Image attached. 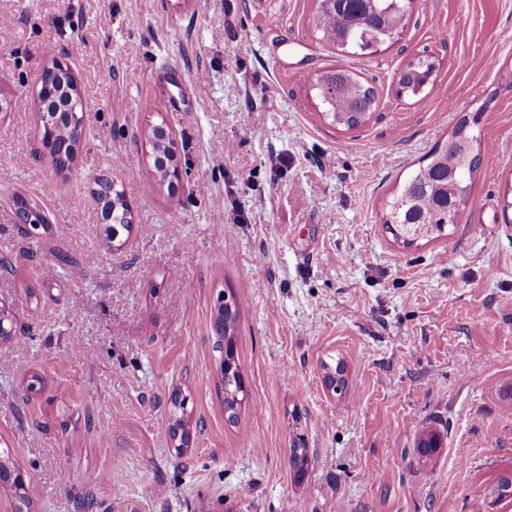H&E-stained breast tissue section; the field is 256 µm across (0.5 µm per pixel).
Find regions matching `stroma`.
<instances>
[{
	"mask_svg": "<svg viewBox=\"0 0 512 512\" xmlns=\"http://www.w3.org/2000/svg\"><path fill=\"white\" fill-rule=\"evenodd\" d=\"M319 3L0 0V309L15 330L0 452L28 512H512L492 493L512 477V0H412L366 56L321 40ZM419 55L435 71L410 97L398 75ZM56 59L93 90L61 171L39 151L36 98ZM336 67L376 94L354 130L330 125L314 87ZM464 115L496 161L444 236L403 245L388 204ZM159 123L179 169L166 180ZM101 175L130 230L104 223ZM18 197L46 224L22 231ZM228 293L249 392L234 423L213 327ZM339 360L342 397L322 368ZM429 429L441 446L424 462ZM152 150L154 157V167L157 172L160 174L162 178H165V175L161 172L163 168V163L159 164L158 161L163 159H171L175 156V147L174 142L170 138V136L166 137L164 127L156 126L152 129ZM162 155V156H159Z\"/></svg>",
	"mask_w": 512,
	"mask_h": 512,
	"instance_id": "stroma-1",
	"label": "stroma"
}]
</instances>
